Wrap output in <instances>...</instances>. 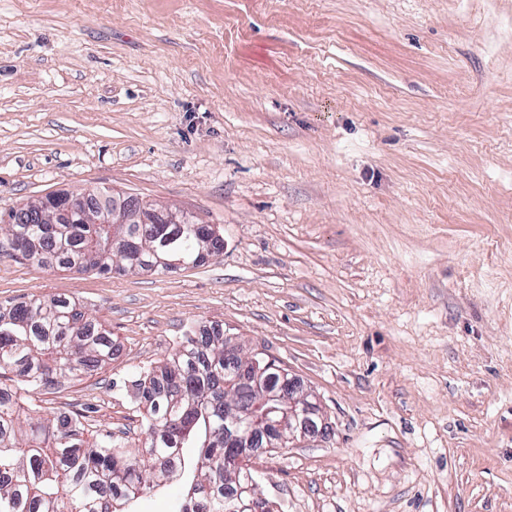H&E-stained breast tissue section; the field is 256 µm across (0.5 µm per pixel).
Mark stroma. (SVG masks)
Returning a JSON list of instances; mask_svg holds the SVG:
<instances>
[{
	"label": "stroma",
	"mask_w": 512,
	"mask_h": 512,
	"mask_svg": "<svg viewBox=\"0 0 512 512\" xmlns=\"http://www.w3.org/2000/svg\"><path fill=\"white\" fill-rule=\"evenodd\" d=\"M100 187L224 252L0 256L112 340L32 405L143 446L134 372L219 327L330 428L254 459L279 512H512V0H0V214Z\"/></svg>",
	"instance_id": "1"
}]
</instances>
